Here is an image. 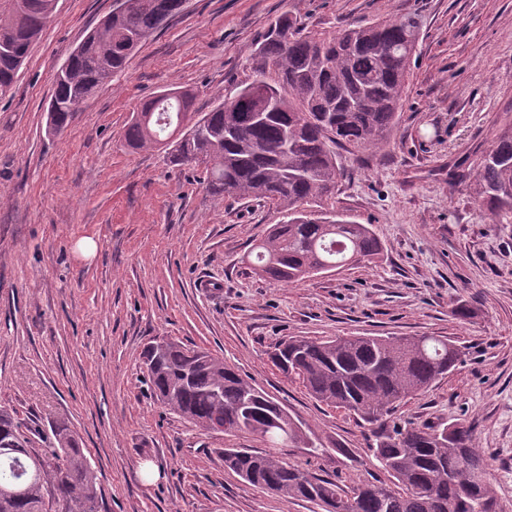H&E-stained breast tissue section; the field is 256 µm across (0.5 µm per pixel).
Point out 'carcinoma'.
<instances>
[{
	"mask_svg": "<svg viewBox=\"0 0 512 512\" xmlns=\"http://www.w3.org/2000/svg\"><path fill=\"white\" fill-rule=\"evenodd\" d=\"M0 6V95L7 93L56 0H3ZM184 0H120L69 55L55 82L49 128L124 71L141 44L183 9ZM407 14L347 24L329 37L309 35L279 17L257 41L253 80L231 101L196 118L192 94L172 88L144 103L125 131L133 149L161 146L172 163L196 167L206 192L263 202L285 214L248 255L255 273L303 281L377 258L383 251L369 224L329 211L341 167L336 148L383 149L400 118L419 38ZM470 190L499 224H512V124L481 156ZM442 336H291L272 364L320 403L365 422H383L404 399L428 389L461 361ZM144 364L157 400L195 427L261 437L268 449H224V468L249 484L302 498L322 512H474L494 502L484 456L470 427L394 425L371 452L390 483L360 481L343 490L286 461L281 449L319 452L288 412L210 351L168 341L147 344ZM55 444L36 452L14 412L0 407V512H98L97 477L73 431L52 429Z\"/></svg>",
	"mask_w": 512,
	"mask_h": 512,
	"instance_id": "obj_1",
	"label": "carcinoma"
}]
</instances>
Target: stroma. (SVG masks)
Masks as SVG:
<instances>
[{
	"mask_svg": "<svg viewBox=\"0 0 512 512\" xmlns=\"http://www.w3.org/2000/svg\"><path fill=\"white\" fill-rule=\"evenodd\" d=\"M113 5L58 0L0 97V405L39 426L33 448L66 423L100 480L98 512H316L225 469L224 449L264 441L207 433L166 410L144 346L165 337L223 357L326 449L291 447L287 460L347 488L386 480L370 451L380 425L316 402L269 351L291 336H445L462 363L389 419L470 425L512 512V224L494 223L454 177H475L512 123V0H188L52 132L56 75ZM407 13L422 27L399 124L384 150L342 152L332 201L372 223L376 261L294 284L255 275L247 252L280 213L211 197L199 171L125 142L134 113L170 87L192 92L199 114L233 98L281 15L328 34ZM87 238L88 257L78 249ZM465 302L475 313L462 320L453 310Z\"/></svg>",
	"mask_w": 512,
	"mask_h": 512,
	"instance_id": "obj_1",
	"label": "stroma"
}]
</instances>
